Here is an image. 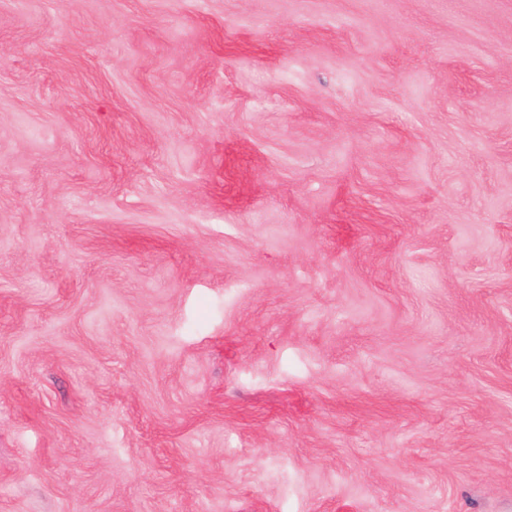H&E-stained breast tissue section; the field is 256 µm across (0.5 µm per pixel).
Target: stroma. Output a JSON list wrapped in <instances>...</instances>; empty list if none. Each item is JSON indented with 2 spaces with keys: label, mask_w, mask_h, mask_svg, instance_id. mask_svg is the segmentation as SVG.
<instances>
[{
  "label": "stroma",
  "mask_w": 512,
  "mask_h": 512,
  "mask_svg": "<svg viewBox=\"0 0 512 512\" xmlns=\"http://www.w3.org/2000/svg\"><path fill=\"white\" fill-rule=\"evenodd\" d=\"M0 512H512V0H0Z\"/></svg>",
  "instance_id": "35a3bbf8"
}]
</instances>
